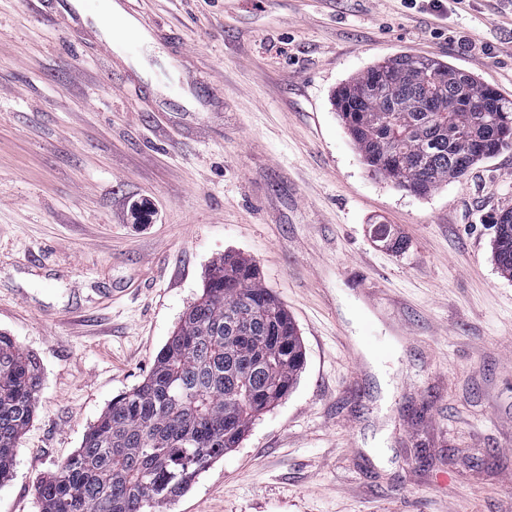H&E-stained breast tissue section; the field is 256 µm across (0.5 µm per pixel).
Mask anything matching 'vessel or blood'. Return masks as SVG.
I'll return each instance as SVG.
<instances>
[{"instance_id":"obj_1","label":"vessel or blood","mask_w":512,"mask_h":512,"mask_svg":"<svg viewBox=\"0 0 512 512\" xmlns=\"http://www.w3.org/2000/svg\"><path fill=\"white\" fill-rule=\"evenodd\" d=\"M46 7L67 21L70 32L94 35L100 46L128 67H136L137 55L131 47L162 35L159 24L137 9L134 0H43ZM165 91L156 103L158 111L196 115L205 111L207 94L185 83L178 61H169Z\"/></svg>"}]
</instances>
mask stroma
I'll return each instance as SVG.
<instances>
[{
	"mask_svg": "<svg viewBox=\"0 0 512 512\" xmlns=\"http://www.w3.org/2000/svg\"><path fill=\"white\" fill-rule=\"evenodd\" d=\"M140 7L222 105L156 112L42 0H0V331L42 369L0 512H38V481L142 382L228 250L305 366L161 512H512V280L491 252L512 148L418 196L369 171L332 105L398 53L512 98V0Z\"/></svg>",
	"mask_w": 512,
	"mask_h": 512,
	"instance_id": "obj_1",
	"label": "stroma"
}]
</instances>
